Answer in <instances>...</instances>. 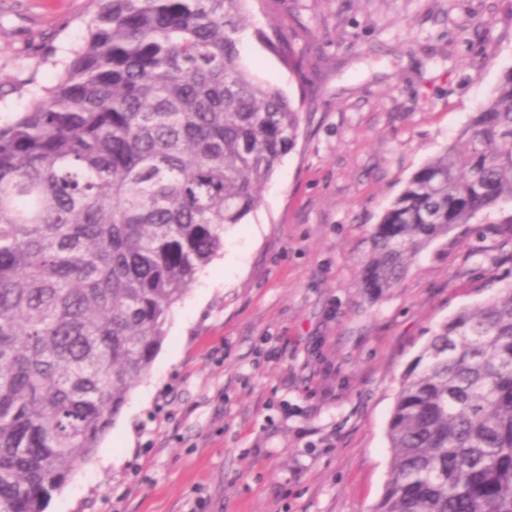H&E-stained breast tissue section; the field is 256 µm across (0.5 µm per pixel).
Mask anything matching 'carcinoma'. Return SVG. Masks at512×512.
I'll return each mask as SVG.
<instances>
[{"label": "carcinoma", "mask_w": 512, "mask_h": 512, "mask_svg": "<svg viewBox=\"0 0 512 512\" xmlns=\"http://www.w3.org/2000/svg\"><path fill=\"white\" fill-rule=\"evenodd\" d=\"M57 83L0 126V512H44L148 373L173 306L297 143L242 64L249 0H96ZM269 49L293 70L291 38ZM372 232L359 287L512 204V68ZM374 512H512V283L401 379Z\"/></svg>", "instance_id": "cac0c4a2"}]
</instances>
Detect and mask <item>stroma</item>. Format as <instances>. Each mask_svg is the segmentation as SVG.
Here are the masks:
<instances>
[{
	"instance_id": "obj_1",
	"label": "stroma",
	"mask_w": 512,
	"mask_h": 512,
	"mask_svg": "<svg viewBox=\"0 0 512 512\" xmlns=\"http://www.w3.org/2000/svg\"><path fill=\"white\" fill-rule=\"evenodd\" d=\"M243 64L306 93L299 139L176 304L149 373L46 512H372L403 375L512 272L464 224L397 288H359L371 233L512 67V0H252ZM95 0H0V124L56 82ZM294 37L286 68L264 42Z\"/></svg>"
}]
</instances>
